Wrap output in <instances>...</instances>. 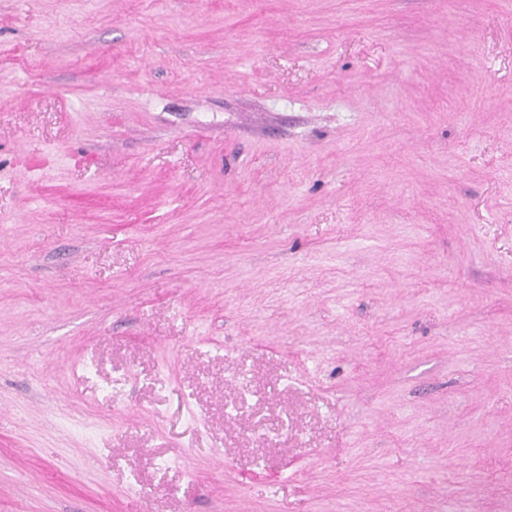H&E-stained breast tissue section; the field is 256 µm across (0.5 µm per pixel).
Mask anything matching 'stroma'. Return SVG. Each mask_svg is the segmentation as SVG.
Segmentation results:
<instances>
[{
	"mask_svg": "<svg viewBox=\"0 0 512 512\" xmlns=\"http://www.w3.org/2000/svg\"><path fill=\"white\" fill-rule=\"evenodd\" d=\"M0 512H512V0H0Z\"/></svg>",
	"mask_w": 512,
	"mask_h": 512,
	"instance_id": "obj_1",
	"label": "stroma"
}]
</instances>
